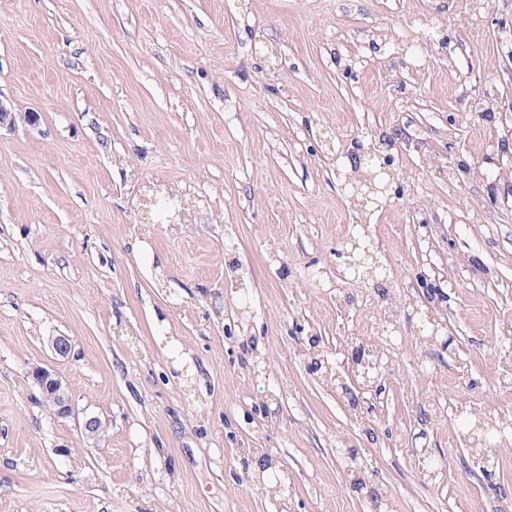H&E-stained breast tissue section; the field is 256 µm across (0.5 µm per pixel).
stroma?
<instances>
[{
	"instance_id": "35a3bbf8",
	"label": "stroma",
	"mask_w": 512,
	"mask_h": 512,
	"mask_svg": "<svg viewBox=\"0 0 512 512\" xmlns=\"http://www.w3.org/2000/svg\"><path fill=\"white\" fill-rule=\"evenodd\" d=\"M506 36L512 0H0V102L39 115L0 129V512L512 501V435L491 490L459 426L512 420L493 367L512 347ZM481 90L498 109L458 130ZM398 129L402 196L351 203L355 143ZM158 191L183 221L149 210ZM358 230L405 298L430 279L445 297L381 335L389 373L354 411L306 344L339 362L362 328L346 296L384 309L343 272ZM429 317L448 349L418 343ZM36 366L101 441L49 414Z\"/></svg>"
}]
</instances>
